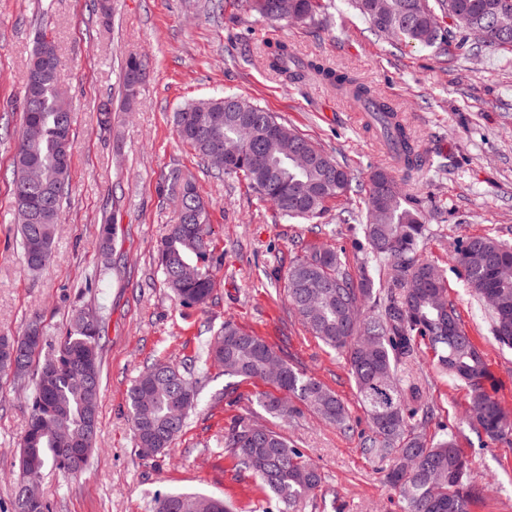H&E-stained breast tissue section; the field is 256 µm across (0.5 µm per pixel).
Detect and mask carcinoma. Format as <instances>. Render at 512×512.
<instances>
[{
    "label": "carcinoma",
    "mask_w": 512,
    "mask_h": 512,
    "mask_svg": "<svg viewBox=\"0 0 512 512\" xmlns=\"http://www.w3.org/2000/svg\"><path fill=\"white\" fill-rule=\"evenodd\" d=\"M251 11L269 21L313 22L325 10L324 0H246ZM373 28L398 43L414 44L451 56L463 47L455 30L471 36L470 50H512V0H352ZM452 20L441 26L439 15ZM55 61L33 100L24 99L23 125L13 157L12 195L20 224L22 255L33 271L52 256L63 201L70 186L71 158L60 159L61 144L72 151L75 112L59 97L55 85L60 59L43 34L32 56ZM269 68L285 82L303 85L316 77L371 114L402 171L410 175L430 165L398 110L375 90L346 71L317 58H299L288 44L267 43ZM143 65L127 60L123 74L126 102L134 100ZM177 137L201 160L210 162L214 145L224 150L226 175L241 176L263 202L289 221L320 219L327 203L345 196L355 177L334 157L278 121L277 116L234 93L192 100L174 113ZM257 133L249 139L247 131ZM38 163V179L30 166ZM159 191L179 201L174 224L158 248V263L168 288L184 308H203L216 285L222 258L214 255L209 208L191 177L171 171ZM363 232L370 252L390 262L385 285L374 288L369 266L359 280L342 268L334 248H314L291 262L286 274L290 305L326 346L346 356L367 429L358 433L362 451L388 458V481L398 492L404 512H470L479 489L469 480V462L453 434L428 440L412 421L433 418V408L408 384L401 368L415 361L418 345L427 343L439 370L464 386L470 396L466 421L492 441L512 435L505 409L495 394V379L455 306L448 301L444 278L434 264L416 253L427 225L419 203L401 194L391 171L371 172L364 199ZM455 262L470 292L492 312V334L512 349V247L487 235L461 242ZM373 302L375 309L366 310ZM99 318L72 314L69 328L54 354L41 357L44 332L37 320L19 336H0V378L52 374L45 388L35 385L28 428L18 453L19 480L12 512H50V506L25 480L28 472L54 468L66 475L82 472L95 452L101 379ZM211 362L228 377L261 379L274 391L259 394L270 415L288 418L299 402L343 431L354 430L343 401L318 378L286 363L263 338L224 322L214 343L183 365L158 360L127 392L134 440L167 454L187 424L197 391L187 377L196 364ZM83 448L72 462L65 436ZM224 450L249 470L279 505V512H302L322 483L319 469L282 434L257 431L249 417L234 419ZM155 512H229L224 499L186 493L156 499Z\"/></svg>",
    "instance_id": "carcinoma-1"
}]
</instances>
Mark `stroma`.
Listing matches in <instances>:
<instances>
[{
	"mask_svg": "<svg viewBox=\"0 0 512 512\" xmlns=\"http://www.w3.org/2000/svg\"><path fill=\"white\" fill-rule=\"evenodd\" d=\"M0 0V333L18 334L40 318L56 346L72 310L101 319L102 382L98 452L80 475L45 470L39 480L53 512H154L158 495L201 493L224 498L233 512H274L276 505L251 473L224 451L233 416L259 421L286 436L316 464L323 483L303 512H403L385 479L387 460L366 456L356 434L309 410L288 420L258 404L259 380L225 376L210 364L194 372L197 402L169 454L143 459L135 448L127 391L157 360L181 362L206 348L224 321L273 345L281 357L312 374L341 398L352 419L365 415L344 356L326 347L288 302L285 276L301 248L339 250L358 276L369 260L354 218L363 196L329 201L319 226L280 220L246 183L218 178L176 136L172 114L184 101L232 91L256 101L311 139L366 182L389 164L375 134L336 90L312 80L287 84L268 67L264 42L282 40L301 57L317 58L372 86L401 113L434 166L401 179L424 206L429 228L421 259L441 270L448 298L512 411V350L493 339L490 310L468 292L453 261L462 240L487 234L512 244V51L456 53L398 44L375 33L349 0H332L314 24L271 23L245 0ZM61 58L59 79L76 113L71 191L63 204L50 264L33 272L16 239L11 192L15 133L22 124L28 63L38 33ZM141 60L145 74L129 111L114 112L112 128L96 123L99 104L119 102L122 68ZM191 175L209 203L212 240L224 263L205 309L174 300L156 262L161 236L174 219L172 200L158 192L172 170ZM114 219L111 266L95 248L104 220ZM413 374L437 410L419 431L452 432L482 488L470 512H512V436L493 442L465 421L466 388L435 369L428 347ZM31 381L0 380V505L16 486L14 463L28 425Z\"/></svg>",
	"mask_w": 512,
	"mask_h": 512,
	"instance_id": "stroma-1",
	"label": "stroma"
}]
</instances>
